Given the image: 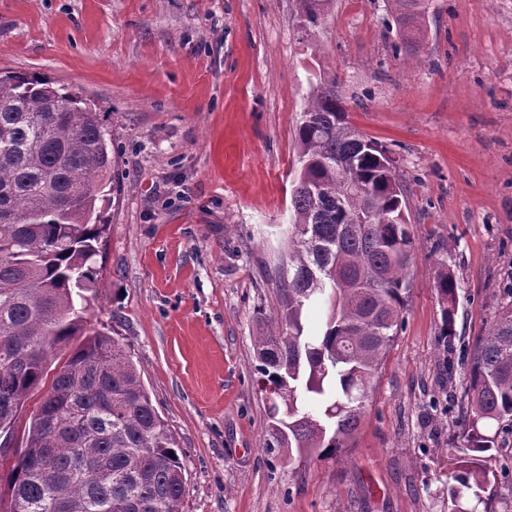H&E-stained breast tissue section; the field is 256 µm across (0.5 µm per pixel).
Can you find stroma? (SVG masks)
<instances>
[{"mask_svg":"<svg viewBox=\"0 0 512 512\" xmlns=\"http://www.w3.org/2000/svg\"><path fill=\"white\" fill-rule=\"evenodd\" d=\"M385 0H0V71L79 92L114 125L116 191L86 317L125 344L186 465L183 512H448L468 373L512 286V0H428L417 58L395 55ZM392 150L415 249L403 324L346 448L266 454L255 338L280 308L295 136L320 76ZM454 394L455 406L438 403ZM485 512H512L501 433ZM301 20L306 27H316L324 19L330 0H297ZM435 288H437L438 295L444 305L442 310V343L447 352L446 371L452 373L454 365L448 354L452 353L455 348L456 333L454 332V313L453 306L455 303V296L457 293V283L454 278L448 274V271H442L438 280L436 281Z\"/></svg>","mask_w":512,"mask_h":512,"instance_id":"1","label":"stroma"}]
</instances>
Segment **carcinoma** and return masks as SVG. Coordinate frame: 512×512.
I'll list each match as a JSON object with an SVG mask.
<instances>
[{
    "instance_id": "1",
    "label": "carcinoma",
    "mask_w": 512,
    "mask_h": 512,
    "mask_svg": "<svg viewBox=\"0 0 512 512\" xmlns=\"http://www.w3.org/2000/svg\"><path fill=\"white\" fill-rule=\"evenodd\" d=\"M297 2L316 27L330 0ZM423 2L386 0L404 33L395 53H416L408 33L423 29ZM296 151L282 305L257 337L256 371L273 418L266 447L325 457L347 446L374 392L406 307L414 240L397 167L349 122L336 74L314 88ZM113 163L104 119L83 98L35 73H0V426H15L50 357L85 337L30 416L7 475L9 512H182L175 436L124 346L85 317ZM349 173L365 192L348 200ZM435 288L450 354L457 283L443 271ZM506 295L465 354L467 444L450 449L451 512H477L468 504L481 502L499 433L512 426V287ZM309 305L326 308L318 335L302 321Z\"/></svg>"
}]
</instances>
